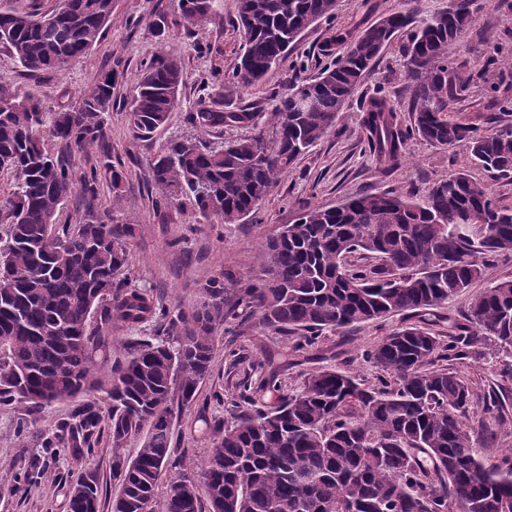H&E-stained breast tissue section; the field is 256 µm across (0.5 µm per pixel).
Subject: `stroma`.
<instances>
[{"mask_svg":"<svg viewBox=\"0 0 512 512\" xmlns=\"http://www.w3.org/2000/svg\"><path fill=\"white\" fill-rule=\"evenodd\" d=\"M403 7L404 0H338L333 17L306 29L261 83L245 88L233 76L242 53L238 0H217L218 16L213 23L172 29L161 36L155 34L152 22L158 12L177 11L178 0H113L112 17L99 42L87 57L70 62L62 71L29 72L0 46V89L15 95L34 93L46 111L54 112L61 104L76 102L105 71H116L105 139L83 149L56 141L52 149L67 161L74 176L93 168L103 171L98 196L90 206L109 223L135 225V236L128 243V265L119 283L147 290L172 313L189 314L200 306L204 287L215 281L223 283L225 301L235 299L260 274L267 240L298 219L302 203L330 207L365 193L421 194L432 183L462 170L485 184L500 205H512V181L475 165L462 146L446 150L414 137L406 145L405 163L391 172H380L362 141L359 96L346 104L337 126L282 174L256 213L237 223L201 217L185 201H163L150 183L148 162L168 141L197 134L211 144L252 135L255 127L267 126L273 98L284 92L292 74L316 77L342 51L338 33L358 34ZM404 43L401 37L391 42L360 91L366 94L383 87L398 112L406 115L411 92ZM160 53L182 59L181 103L163 127L142 139L127 114L144 63ZM448 57L467 60L471 71L487 72L486 78L472 83L467 96L453 104L455 116L476 124L494 118L499 125L512 126V113L499 109L493 90L499 82L512 84V0H476L464 41L450 45ZM204 75L209 78L205 86L200 83ZM203 100L223 101L228 112L256 113V124L198 133L189 116ZM110 168L122 175L120 190L112 188L106 174ZM90 206L81 195H72L61 205L57 220L82 223ZM510 277L512 252H505L471 288L431 311L435 336L447 341L449 318L461 317L475 295ZM259 317V310H241L217 329L211 371L199 383L194 400L186 406L173 402L171 446L175 453L159 481L157 498H164L170 479L182 474L194 481L201 506H208L203 465L215 436L234 421L237 384L247 379L252 386H260L266 357H274L282 368L279 391L261 394L267 406L275 404L279 395L299 391L307 374L321 368L353 373L359 382L373 386L384 372L366 362L362 354L403 323L402 316L393 315L328 331L314 347L303 350L299 335L261 329ZM449 367L473 390L474 405L465 423L483 463L496 465L512 452V350L478 338L469 355L451 361ZM492 390L499 395L502 409L486 407L483 398ZM70 411L67 401L38 411L23 403L0 405V468L20 473L34 466L40 471L38 480L23 487H0V512H66L68 486L86 463L62 448L45 449L44 443ZM142 443V436L135 435L116 449L109 435H101L91 461L100 474L99 512H112V499L119 491L112 475L113 456L132 460Z\"/></svg>","mask_w":512,"mask_h":512,"instance_id":"stroma-1","label":"stroma"}]
</instances>
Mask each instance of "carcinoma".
Instances as JSON below:
<instances>
[{
    "mask_svg": "<svg viewBox=\"0 0 512 512\" xmlns=\"http://www.w3.org/2000/svg\"><path fill=\"white\" fill-rule=\"evenodd\" d=\"M214 0H179L180 15L159 13L163 35L182 23L216 18ZM475 0H448L424 13L419 0L390 12L355 36L315 79L296 75L272 109L273 131L207 146L197 138L173 141L149 162L151 181L166 199L189 200L205 218L234 224L252 213L281 175L335 126L346 101L380 55L409 31L405 67L412 85L411 123L405 124L384 90L361 103L359 126L379 169L398 168L414 135L443 149L467 147L473 161L512 178V127H483L453 119L450 105L472 81L468 61H448L461 41ZM337 0H238L243 53L234 76L257 85L299 34L334 15ZM112 0H58L48 15L32 8L0 12V45L32 72L54 73L80 59L100 40ZM110 71L85 90L78 105L43 110L33 93L0 91V170L15 175L0 237V404L38 410L86 395L57 429L55 441L82 459L107 429L112 446L147 430L130 461H112L120 491L112 512H155V489L174 454L170 444L173 384L181 403L195 397L212 364L214 332L241 307L260 310L264 329L298 333L307 347L325 329L372 323L391 314L419 319L483 277L492 258L512 251V208L463 171L433 183L418 198L367 194L332 207L305 203L297 221L266 244L262 273L233 303L224 284L204 289L189 316L169 320L165 306L139 288L117 283L128 260L131 224H110L88 209L83 223L57 227L62 203L79 192L98 195L92 168L75 182L54 158L44 130L80 148L105 137L112 109ZM184 84L180 59L159 54L145 65L129 123L147 137L177 104ZM206 132L250 124L251 112H226L214 101L190 114ZM148 320L168 327L169 340H135L125 357L103 370L97 353L115 346L112 325L133 328ZM512 347V278L483 289L462 319L448 320L440 346L419 322L382 337L366 357L392 375L383 388L361 387L334 369L313 371L303 389L276 404H259L246 381L238 398L252 406L224 428L204 464L210 512H512V456L483 464L463 422L473 406L468 383L435 366L468 354L473 337ZM103 392L107 408L93 393ZM189 479L178 477L161 512H202ZM99 473L89 464L69 486L68 512H98Z\"/></svg>",
    "mask_w": 512,
    "mask_h": 512,
    "instance_id": "obj_1",
    "label": "carcinoma"
}]
</instances>
